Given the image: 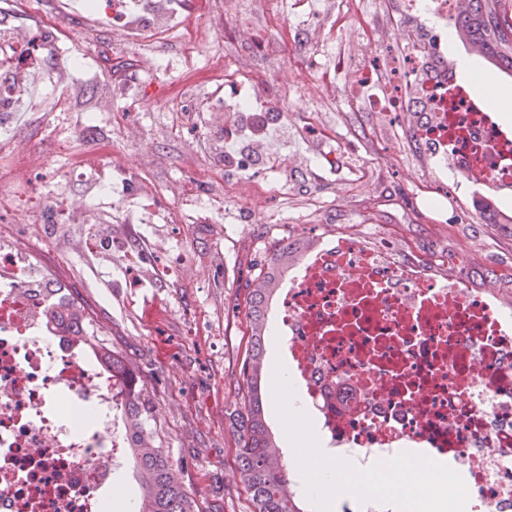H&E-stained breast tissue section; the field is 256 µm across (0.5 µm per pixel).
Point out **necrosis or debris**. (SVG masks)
Returning <instances> with one entry per match:
<instances>
[{
  "label": "necrosis or debris",
  "instance_id": "obj_1",
  "mask_svg": "<svg viewBox=\"0 0 512 512\" xmlns=\"http://www.w3.org/2000/svg\"><path fill=\"white\" fill-rule=\"evenodd\" d=\"M86 2L85 18L157 41L139 72L128 74L132 89L162 71V41L190 36L181 60L187 72L196 49L217 36L208 26L184 28L187 0ZM405 7L432 24L419 37L398 29L406 50L396 56L381 55L378 34L362 38L368 66L350 80L346 98L414 125L430 160L456 178L512 192V126L472 93L441 50L456 0H406ZM15 9L16 0H0V144L10 148L0 211L12 208L13 189L49 167L14 143L37 85H51L59 70H83L50 26L24 29ZM21 55L33 70L18 83ZM212 83L203 96L175 93L166 106L172 125L221 112L230 142L237 121L265 128L287 110L278 97L243 92L223 71H213ZM96 176L115 200L111 220L172 223L170 212L141 204L133 184L115 185L111 170ZM63 296L25 253L0 243V512H100L103 491L127 461L110 373L44 320L47 301ZM274 320L328 456L364 464L413 448L422 459L445 457L476 489L475 512H512V316L495 295L449 281L419 258L398 260L391 235L342 234L318 242L285 276Z\"/></svg>",
  "mask_w": 512,
  "mask_h": 512
}]
</instances>
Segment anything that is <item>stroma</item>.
Returning <instances> with one entry per match:
<instances>
[{
	"instance_id": "obj_1",
	"label": "stroma",
	"mask_w": 512,
	"mask_h": 512,
	"mask_svg": "<svg viewBox=\"0 0 512 512\" xmlns=\"http://www.w3.org/2000/svg\"><path fill=\"white\" fill-rule=\"evenodd\" d=\"M342 11L343 0H328L312 16L304 41L281 19L264 18L257 0H237L233 17L220 12L216 0H191L184 17L186 25L226 32L235 17L248 19L255 47L243 51L228 39L215 42L200 64L223 66L245 91H279L302 118L316 124L312 135L300 134L294 119L283 120L275 131L276 151L307 159L303 167L269 172V179L287 186V196L258 195L252 180L228 172L224 186L238 192L234 223L113 225V236L134 235L148 243L151 259L138 288L127 287L120 260L87 253L89 226L59 224L49 232L27 223L36 187L20 198L19 223L0 226L18 247L32 249L45 275L91 308L97 336L141 377L153 406L149 426L156 444L201 512H251L236 464L249 340L247 296L278 239L390 231L400 247L428 261L467 250L469 266L462 278L472 287H485L490 271L512 279V224L489 223L474 207L489 196L487 187L435 172L399 118L385 122L344 100L331 104L308 94L309 73L326 57L358 62ZM142 50L114 31L97 32L88 47L87 77L73 88L56 89L57 110L29 113L16 125V138L33 143L50 164L45 194L61 185L96 201L93 176L74 180L71 162L81 155L94 164L115 153L122 157L114 169L118 177L145 176L161 187L153 198L157 208H173L188 175L201 192L215 191L205 180L218 143L210 126L176 134L166 129L163 107L182 85V72L146 80L129 95L113 94L116 72L134 70ZM87 112L98 113L108 136L85 130ZM327 155L337 156L336 166L322 164ZM172 259L175 276L161 277L160 267Z\"/></svg>"
}]
</instances>
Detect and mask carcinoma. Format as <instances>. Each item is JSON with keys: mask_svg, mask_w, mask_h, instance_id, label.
<instances>
[{"mask_svg": "<svg viewBox=\"0 0 512 512\" xmlns=\"http://www.w3.org/2000/svg\"><path fill=\"white\" fill-rule=\"evenodd\" d=\"M457 32L481 48L495 67L512 71V18L502 0H459ZM314 244L306 237L281 239L271 251L267 267L255 279L247 300L250 342L242 372L244 414L238 427L237 463L241 482L252 502V512H304L300 497L287 477L276 437L268 424V402L262 383L266 379L265 340L268 310L283 276L296 266ZM44 315L53 328L68 337L75 348L88 352L112 374L118 387L130 462L139 479L138 512H200L182 484L171 477L165 451L154 445L147 428L150 410L143 399L144 384L125 358L97 343L94 316L72 296L64 309L50 300Z\"/></svg>", "mask_w": 512, "mask_h": 512, "instance_id": "obj_1", "label": "carcinoma"}]
</instances>
